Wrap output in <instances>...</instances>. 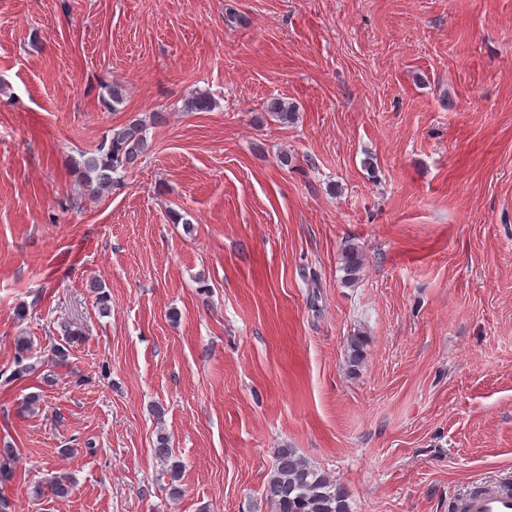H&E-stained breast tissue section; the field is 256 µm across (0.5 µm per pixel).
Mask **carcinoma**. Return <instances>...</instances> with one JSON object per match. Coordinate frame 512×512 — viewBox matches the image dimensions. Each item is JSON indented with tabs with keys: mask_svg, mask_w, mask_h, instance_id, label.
Listing matches in <instances>:
<instances>
[{
	"mask_svg": "<svg viewBox=\"0 0 512 512\" xmlns=\"http://www.w3.org/2000/svg\"><path fill=\"white\" fill-rule=\"evenodd\" d=\"M211 96L199 91L186 100L189 112H208L212 109ZM264 111L282 124L295 120L296 107L282 97H272L265 102ZM144 120L134 116L125 124L112 128L110 136L97 148L82 157L78 170L85 191L101 197L112 191L117 183L115 174L134 166L149 149ZM362 266V253L354 246L343 256L346 280L356 279ZM16 373L27 374L37 370L30 361L29 344L20 342L17 347ZM16 449L0 448V483L13 478L10 461ZM155 455L170 462L171 480H179L180 464L171 461V449L165 433L157 434ZM266 498L276 507V512H351L347 490L325 472L317 469L297 454L293 448H279L275 452L272 472L265 487Z\"/></svg>",
	"mask_w": 512,
	"mask_h": 512,
	"instance_id": "1",
	"label": "carcinoma"
}]
</instances>
